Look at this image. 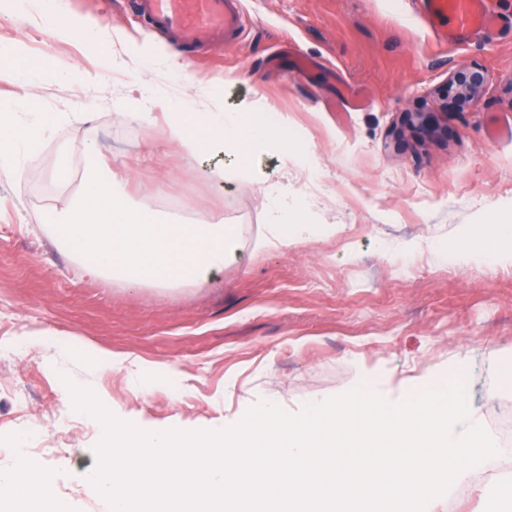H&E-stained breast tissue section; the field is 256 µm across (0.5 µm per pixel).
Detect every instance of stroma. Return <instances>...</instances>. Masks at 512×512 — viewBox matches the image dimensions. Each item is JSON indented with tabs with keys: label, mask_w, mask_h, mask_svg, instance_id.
<instances>
[{
	"label": "stroma",
	"mask_w": 512,
	"mask_h": 512,
	"mask_svg": "<svg viewBox=\"0 0 512 512\" xmlns=\"http://www.w3.org/2000/svg\"><path fill=\"white\" fill-rule=\"evenodd\" d=\"M488 3L502 19L491 43L437 39L416 0H243L253 24L241 42L197 48L127 0H0V46L12 49L20 77L0 83V113L82 115L25 159L19 179L0 181V441L18 439L0 465L25 453L28 473L48 481L68 512H108L88 480L97 421L71 406L70 381L146 432L222 430L271 395L295 414L366 376L392 400L446 381L461 353L482 420L512 400V386L498 385L499 365L512 362V267L436 256L481 225H512V139L485 135L489 116L512 121V0ZM161 52L187 63L165 90L203 93L202 111L247 99L267 119L287 116L294 159L243 152L251 175L219 188L199 174L217 156L167 146L138 109L115 119L114 101L152 79L147 57ZM475 63L487 84L461 111L448 77ZM76 67L95 81L69 79ZM407 112L446 113L447 135L402 124ZM89 140L101 167L128 177L132 202L155 211L159 195L176 197L183 224L206 209L223 214L241 235L237 260L208 282L172 289L81 277L45 223L81 190L46 198L39 188L57 183L59 149L81 159ZM259 173L284 179L289 196L309 203L310 223L335 225V234L251 252L264 221ZM54 336L169 375L133 393L124 374L92 368ZM19 343L23 357L4 359ZM502 475L512 479V466ZM499 476L469 469L459 512H505Z\"/></svg>",
	"instance_id": "35a3bbf8"
}]
</instances>
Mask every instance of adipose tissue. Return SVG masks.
<instances>
[{"instance_id": "1", "label": "adipose tissue", "mask_w": 512, "mask_h": 512, "mask_svg": "<svg viewBox=\"0 0 512 512\" xmlns=\"http://www.w3.org/2000/svg\"><path fill=\"white\" fill-rule=\"evenodd\" d=\"M129 102L143 104L148 119L161 124L166 139L183 154L197 155L206 143L211 152L234 158L230 168L203 167V175L219 187L242 174L244 165L236 160L241 144L255 150L288 149L285 119L259 121L246 106L236 112H203L197 99L187 98L181 103V115L175 116L169 112L168 94L150 84L132 89L125 102L116 103V113H123ZM78 118L75 112H13L0 119V178L18 177L29 154L59 126ZM95 154V145H88L87 195L46 217L51 235L75 256L83 275L127 286L172 288L206 282L236 260L240 239L222 215L208 212L195 223L177 224L165 215L133 207L123 184L96 164ZM261 192L265 222L253 241L254 249L283 251L303 243L310 231L309 224L299 220L303 206L290 201L278 182L265 181ZM0 502L24 504L27 512H62L46 485L31 489L14 467L0 468Z\"/></svg>"}]
</instances>
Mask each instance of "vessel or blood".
Listing matches in <instances>:
<instances>
[{"instance_id": "vessel-or-blood-1", "label": "vessel or blood", "mask_w": 512, "mask_h": 512, "mask_svg": "<svg viewBox=\"0 0 512 512\" xmlns=\"http://www.w3.org/2000/svg\"><path fill=\"white\" fill-rule=\"evenodd\" d=\"M152 23L181 33L185 40L202 45L214 37L240 40L245 14L234 0H133ZM422 8L431 22L452 19L464 35L494 38L501 29L499 16L486 0H423Z\"/></svg>"}]
</instances>
